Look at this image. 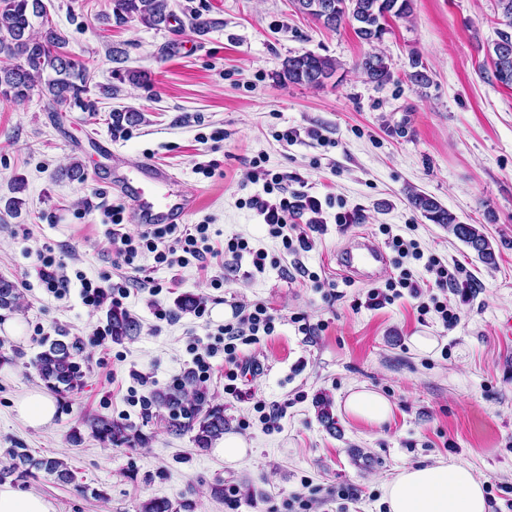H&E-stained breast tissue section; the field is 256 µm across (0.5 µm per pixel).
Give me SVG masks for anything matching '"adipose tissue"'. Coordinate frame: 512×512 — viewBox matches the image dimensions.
<instances>
[{
  "mask_svg": "<svg viewBox=\"0 0 512 512\" xmlns=\"http://www.w3.org/2000/svg\"><path fill=\"white\" fill-rule=\"evenodd\" d=\"M344 412L372 426L392 415L388 399L364 388L351 390ZM388 512H489L484 484L457 462L438 461L403 468L386 488Z\"/></svg>",
  "mask_w": 512,
  "mask_h": 512,
  "instance_id": "adipose-tissue-1",
  "label": "adipose tissue"
}]
</instances>
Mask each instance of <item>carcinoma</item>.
<instances>
[{
  "label": "carcinoma",
  "instance_id": "obj_1",
  "mask_svg": "<svg viewBox=\"0 0 512 512\" xmlns=\"http://www.w3.org/2000/svg\"><path fill=\"white\" fill-rule=\"evenodd\" d=\"M296 9L329 30L344 24L353 27L356 36L368 44L380 43L388 33L391 17L406 18L413 11V0H294ZM497 8L506 29L498 31V40L490 56L495 80L512 87V0H497ZM173 12L169 0H112V16L106 21L117 25L136 21L150 29L171 24ZM67 35L49 17L43 0H0V99L22 103L38 88L53 105L88 109L83 99L89 93V61L66 51ZM364 76L378 84L391 80L392 73L381 54H368L358 63ZM338 70L336 60L302 53L283 60L281 77L292 84L312 89L322 87ZM411 206L434 224H444L448 233L466 243L485 264H496L490 241L474 224H463L437 200L415 190L410 192ZM25 308L24 295L17 285L0 278V310L11 312ZM113 339L132 337L137 323L123 309L108 313ZM78 342L54 340L35 360L39 376L58 392H74L83 386V372L75 361ZM159 407L168 410L169 426L179 431L197 430L195 442L201 448L224 434V408H204L206 393L190 381L180 382L157 394ZM93 433L106 447L144 445L145 440L129 433L123 423L93 419ZM11 463L0 469V481L11 476L36 479L39 472L67 484L74 479L68 465L55 457L35 458L26 448L7 450Z\"/></svg>",
  "mask_w": 512,
  "mask_h": 512
}]
</instances>
